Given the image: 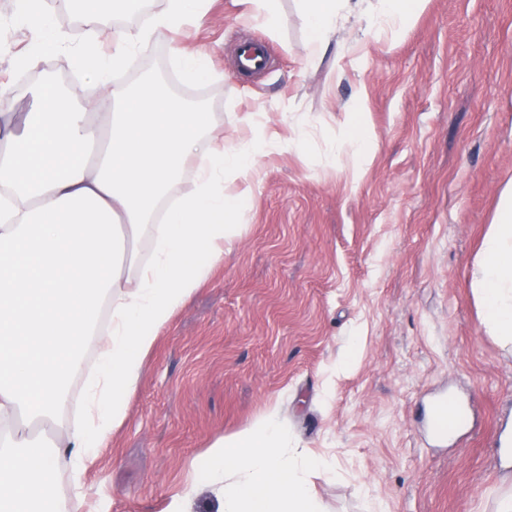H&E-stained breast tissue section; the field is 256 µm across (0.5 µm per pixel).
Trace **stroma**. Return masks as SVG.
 I'll return each instance as SVG.
<instances>
[{
	"label": "stroma",
	"mask_w": 512,
	"mask_h": 512,
	"mask_svg": "<svg viewBox=\"0 0 512 512\" xmlns=\"http://www.w3.org/2000/svg\"><path fill=\"white\" fill-rule=\"evenodd\" d=\"M276 29L208 0L201 22L155 40L122 75L158 77L175 96L222 114L217 143L274 142L261 176L230 216L224 261L161 331L124 422L95 458L60 469L70 512H223L208 450L276 410L288 448L334 460L312 471L323 512H493L512 490L493 439L512 424V348L489 336L471 272L501 185L512 177V0H427L403 34L336 29L312 58L297 0H278ZM0 0V129L22 130L45 70L72 101L97 86L48 49L15 81L28 32ZM269 45L267 69L240 75L242 41ZM203 49L188 81L174 43ZM352 123L376 139L361 173L336 162ZM73 378L48 441L80 420ZM452 394L471 424L447 444L425 432L423 407Z\"/></svg>",
	"instance_id": "1"
}]
</instances>
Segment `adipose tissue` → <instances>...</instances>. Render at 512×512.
Returning a JSON list of instances; mask_svg holds the SVG:
<instances>
[{
  "instance_id": "1",
  "label": "adipose tissue",
  "mask_w": 512,
  "mask_h": 512,
  "mask_svg": "<svg viewBox=\"0 0 512 512\" xmlns=\"http://www.w3.org/2000/svg\"><path fill=\"white\" fill-rule=\"evenodd\" d=\"M96 37L111 42L100 56L81 33L56 27L41 0H22L18 20L30 36L21 57L35 64L44 46L70 48L68 61L102 87L98 121L45 78L21 134L0 150V512H62L58 469L92 458L126 414L143 357L184 301L224 260L222 244L239 209L229 181L251 187L260 178L263 144L215 145L207 130L215 113L173 99L150 78L135 86L111 83L129 54L203 14L205 0H167L136 29L109 27L111 10L138 15L143 0H69ZM422 0H300L313 55L328 48L338 24L364 21L372 31L399 33ZM207 162L192 192L164 219L159 204L177 187L186 159ZM148 239L149 263L136 245ZM472 286L482 326L512 345V180L499 191L483 238ZM112 329L98 338L99 369L87 387L84 419L47 446L11 428L19 413L53 418L95 334L100 304ZM212 475L224 483V512H322L307 475L335 474L325 458L288 450V430L269 411L249 430L216 440Z\"/></svg>"
}]
</instances>
